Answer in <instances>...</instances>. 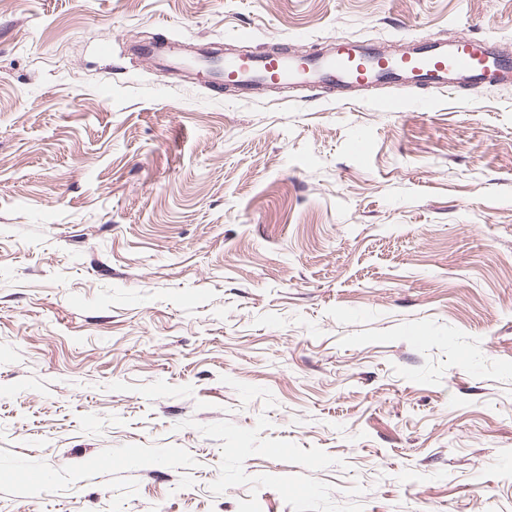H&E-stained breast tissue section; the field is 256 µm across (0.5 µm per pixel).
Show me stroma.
<instances>
[{
    "label": "stroma",
    "mask_w": 512,
    "mask_h": 512,
    "mask_svg": "<svg viewBox=\"0 0 512 512\" xmlns=\"http://www.w3.org/2000/svg\"><path fill=\"white\" fill-rule=\"evenodd\" d=\"M240 32L511 52L512 0H0V512H512V84L140 52Z\"/></svg>",
    "instance_id": "35a3bbf8"
}]
</instances>
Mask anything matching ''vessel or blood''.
Wrapping results in <instances>:
<instances>
[{"label":"vessel or blood","instance_id":"obj_1","mask_svg":"<svg viewBox=\"0 0 512 512\" xmlns=\"http://www.w3.org/2000/svg\"><path fill=\"white\" fill-rule=\"evenodd\" d=\"M214 77L245 97L277 84L279 88L325 86L348 98H365L385 84L456 89L477 83H512V56L489 40L461 35L452 40L403 35L389 47L343 38L314 53L277 44L250 55L227 54Z\"/></svg>","mask_w":512,"mask_h":512}]
</instances>
